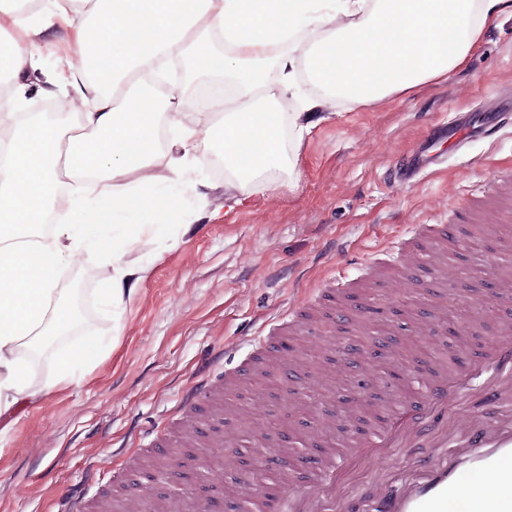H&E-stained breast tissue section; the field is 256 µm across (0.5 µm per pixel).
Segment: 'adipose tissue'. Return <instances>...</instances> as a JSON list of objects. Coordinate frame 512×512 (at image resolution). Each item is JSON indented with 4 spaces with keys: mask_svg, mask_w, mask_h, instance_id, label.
Returning a JSON list of instances; mask_svg holds the SVG:
<instances>
[{
    "mask_svg": "<svg viewBox=\"0 0 512 512\" xmlns=\"http://www.w3.org/2000/svg\"><path fill=\"white\" fill-rule=\"evenodd\" d=\"M73 2L41 0L25 17L22 0H0V35L10 34L0 38V78L25 87L42 68L43 43L68 29L90 72L83 80L50 75L40 89L50 96L67 88L85 103L82 134L64 137L69 117L60 113L15 131L0 151V418L32 396L26 355L74 324V305L57 288L60 270L80 253H97L112 269L105 297L121 305L149 269L122 263L124 247L140 233L165 234L166 217L182 207L197 132L181 128L169 176L152 174L154 130L169 100L143 88L146 71L161 73L187 56L199 72L237 75L232 111L223 97L208 103L224 115L209 134L245 186L283 165L282 126L304 133L323 108L309 101L283 118L253 103L268 87L271 63L281 94H294L296 58L283 47L300 32L321 35L305 61L313 79L367 103L447 78L512 8V0H82L89 20L79 24ZM98 182L110 191L86 197ZM53 209L66 212V223L39 235Z\"/></svg>",
    "mask_w": 512,
    "mask_h": 512,
    "instance_id": "ef3b65f1",
    "label": "adipose tissue"
}]
</instances>
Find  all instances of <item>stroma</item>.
<instances>
[{
    "label": "stroma",
    "mask_w": 512,
    "mask_h": 512,
    "mask_svg": "<svg viewBox=\"0 0 512 512\" xmlns=\"http://www.w3.org/2000/svg\"><path fill=\"white\" fill-rule=\"evenodd\" d=\"M175 95L170 106L186 126L206 129L216 117L199 104L201 87L218 83L215 75L190 78L185 63L163 76ZM304 94L327 98L309 133L295 140L284 132L281 151L295 160L294 172L276 170L251 184L253 203L224 211L226 196L240 193L232 176L215 166L223 154L217 141L199 138L195 186L183 196L182 209L165 235L143 236L125 255L150 266L136 292L117 308L103 302L106 269L95 255L81 254L60 274L59 286L79 312L66 348L96 345L95 358L72 369L53 388L51 352L30 368L35 396L0 420V512H76L68 490L88 498L120 496L112 479L156 433L167 431L176 447L171 455L182 466L178 475L163 474L164 459L149 458L156 471L157 494L173 485L185 496L205 497L212 512H237L225 488L232 471L200 477L204 449L181 443L172 423L181 394L208 375L247 359V338L268 332V319L287 311L291 301L336 281L360 278L366 265L392 259L394 247L412 224H448L464 198L479 193L490 173L512 174V112L491 139L475 140L462 151L440 143L441 164L408 182L395 173L420 146L427 127L464 112H492L512 96V11L490 24L464 66L448 78L377 103H356L327 95L307 75ZM222 216H215V209ZM470 249L496 256L512 250V214L496 223L471 220L466 226ZM499 287L493 267L474 277L446 279L442 292L456 310V326L487 341L496 313L484 305ZM428 282L406 281L403 300L384 301L373 337L398 342L409 364L450 359L449 336L428 342L414 336L413 319L428 310ZM276 375L244 377L227 388L224 400L206 411L201 439L239 435L237 449L248 453L257 428L273 432L289 390L276 388ZM239 404L228 415L225 405ZM101 470L89 483L92 470Z\"/></svg>",
    "instance_id": "stroma-1"
}]
</instances>
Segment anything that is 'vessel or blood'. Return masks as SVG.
I'll use <instances>...</instances> for the list:
<instances>
[{"label": "vessel or blood", "instance_id": "vessel-or-blood-1", "mask_svg": "<svg viewBox=\"0 0 512 512\" xmlns=\"http://www.w3.org/2000/svg\"><path fill=\"white\" fill-rule=\"evenodd\" d=\"M492 120L461 117L448 126L434 129V137H449L455 146L497 133ZM491 191L478 201L464 202L461 215L472 216L476 209L495 210L502 202L512 201V182L500 175L489 181ZM458 224H413L397 249V270L384 276L373 270L374 279H385L390 292H398L407 272L422 273L432 284H439L447 267L458 271L475 269L484 260L469 255L458 262L455 243L461 235ZM344 283L321 295H309L297 306L289 307L268 335L249 339L251 372L262 373L270 360L278 359L279 342L285 334H314L317 327L334 315L337 293ZM426 319L418 321L415 335L428 338L438 333L448 320L445 296L435 289ZM307 344H296L286 361H280L282 379L296 381L297 365L306 355ZM220 383L212 376L187 392L180 406L184 415L182 435L197 439L199 415ZM481 390L483 407L473 411L466 407L468 393ZM320 429L343 435L337 453L323 455L306 469L303 479H296L287 439H280L276 470L278 512H512V308L500 309L497 335L490 346L455 364L436 361L421 395H402L389 389L380 400L375 414L361 416L357 405L344 411L319 416ZM430 434L435 444L447 451L445 457H422L410 476L396 479L372 494L355 495L347 478L356 469L384 470L393 452L406 448L421 434ZM236 499L243 512H264L250 481L236 484ZM130 512H172L173 502L151 493L149 486L130 485L124 494Z\"/></svg>", "mask_w": 512, "mask_h": 512}]
</instances>
